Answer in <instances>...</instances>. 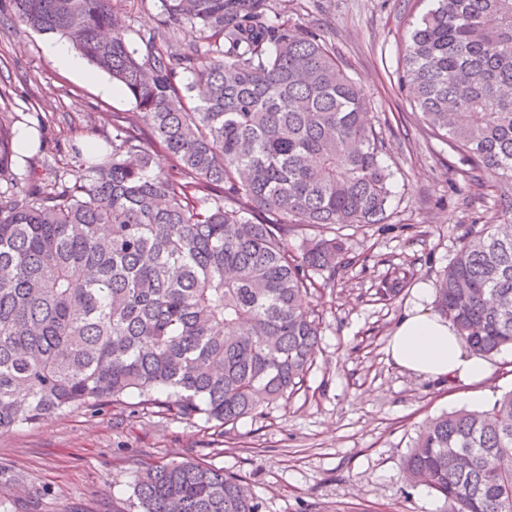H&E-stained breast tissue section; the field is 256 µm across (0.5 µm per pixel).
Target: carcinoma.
<instances>
[{
    "mask_svg": "<svg viewBox=\"0 0 512 512\" xmlns=\"http://www.w3.org/2000/svg\"><path fill=\"white\" fill-rule=\"evenodd\" d=\"M163 2L134 46L114 0H10L26 26L75 37L136 112L112 115L99 163L51 181L15 174L0 117L1 434L129 394L224 427L264 415L316 365L315 276L351 264L341 237L298 257L289 233L387 216L382 127L324 34H297L277 0ZM436 2L397 79L466 177L497 193L496 223L436 284L437 311L488 356L512 347V0ZM145 135L170 170H150ZM507 460L512 391L425 420L402 469L454 512H512ZM134 496L140 512H259L244 480L204 462L147 464Z\"/></svg>",
    "mask_w": 512,
    "mask_h": 512,
    "instance_id": "obj_1",
    "label": "carcinoma"
}]
</instances>
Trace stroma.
Wrapping results in <instances>:
<instances>
[{"instance_id": "stroma-1", "label": "stroma", "mask_w": 512, "mask_h": 512, "mask_svg": "<svg viewBox=\"0 0 512 512\" xmlns=\"http://www.w3.org/2000/svg\"><path fill=\"white\" fill-rule=\"evenodd\" d=\"M430 0H290L299 29L320 30L370 98L387 142L393 200L382 224L342 228L351 265L313 298L321 314L317 364L305 389L268 414L220 429L135 410L53 414L0 434V512H137L142 464L196 459L247 483L260 512H453L408 483L401 460L427 417L482 410L512 390V349L490 355L481 400L460 384L424 380L388 355L393 328L419 284L436 285L463 237L491 223L495 192L462 172L458 158L414 114L396 70L413 22ZM20 23L0 25V114L30 129L31 149L14 170L70 166L76 153L107 147L112 115L131 113L111 78L59 67L60 43ZM403 281L384 300V281Z\"/></svg>"}]
</instances>
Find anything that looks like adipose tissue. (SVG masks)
I'll list each match as a JSON object with an SVG mask.
<instances>
[{
	"mask_svg": "<svg viewBox=\"0 0 512 512\" xmlns=\"http://www.w3.org/2000/svg\"><path fill=\"white\" fill-rule=\"evenodd\" d=\"M429 295L428 286L417 288L413 306L396 324L389 342L392 361L425 379L466 385L485 381L491 373L489 364L467 348L451 322L426 308Z\"/></svg>",
	"mask_w": 512,
	"mask_h": 512,
	"instance_id": "adipose-tissue-1",
	"label": "adipose tissue"
}]
</instances>
